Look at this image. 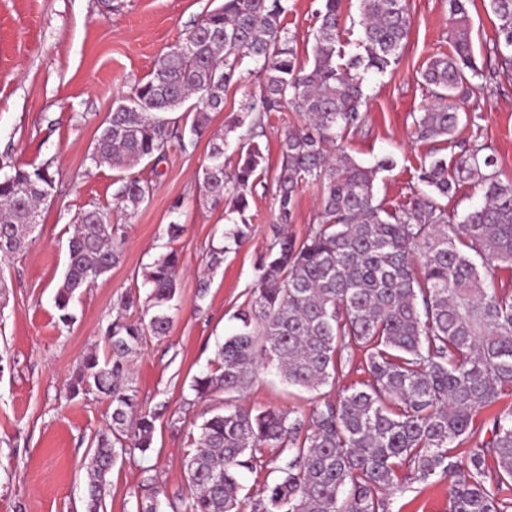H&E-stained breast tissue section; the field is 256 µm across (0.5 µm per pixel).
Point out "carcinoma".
<instances>
[{"instance_id": "1", "label": "carcinoma", "mask_w": 512, "mask_h": 512, "mask_svg": "<svg viewBox=\"0 0 512 512\" xmlns=\"http://www.w3.org/2000/svg\"><path fill=\"white\" fill-rule=\"evenodd\" d=\"M343 0H322L315 13L312 63L298 62L282 27L288 0H224L199 18L184 41L169 48L151 77L112 109L99 127L92 160L122 172L117 208L135 210L152 187L123 175L162 157L172 121L158 112L192 116L190 140L202 136L210 113L224 110V92L239 82V60L260 65L262 110L253 127L287 106L302 123L285 131L282 162L273 175L276 223H292L298 189H321L319 221L302 240L278 234L255 266V287L236 312L237 331L218 350L215 368L192 379L198 399L240 392L271 366L289 385L316 391L341 367L343 353L361 354L369 380L361 389L326 396L304 422L291 412L243 408L217 412L199 426L184 466L189 493L167 501L170 512H391L401 470L416 482L448 479V512H512V411L492 418V436L476 440L474 418L512 395V289L497 287L493 270L512 269V180H502L481 145L462 148L453 163L436 158L421 167L427 187L398 208L375 202L378 169L358 164L345 135L361 127V73H384L399 63L412 18L406 0H358L363 52L344 58ZM469 0H448L453 52L429 59L421 71L433 102L415 122L421 141H448L460 122L458 103L471 79L491 83L512 74V54L500 66L478 67ZM499 42L512 50V0H489ZM200 188L230 205L240 222L226 244L209 248L208 265L224 261L228 243L252 230L246 212L266 173L260 144L224 167V142L213 141ZM471 181L483 202L461 220L439 199ZM46 164L0 174V255L32 242L39 206L51 194ZM123 240L111 213L81 212L69 238L64 277L55 294L59 321L73 319L72 299L112 270ZM180 257L161 254L147 273L145 318L109 323L107 356L87 355L73 393L110 399L111 434L93 441L87 465L85 512H101L119 453L151 448L157 410H144L126 367L146 335L168 334L179 310ZM472 443L463 454L455 449ZM276 443L288 451L281 477L256 492L252 506L237 475L254 468L256 451ZM154 483L141 486L137 512H161Z\"/></svg>"}]
</instances>
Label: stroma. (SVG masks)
<instances>
[{"mask_svg": "<svg viewBox=\"0 0 512 512\" xmlns=\"http://www.w3.org/2000/svg\"><path fill=\"white\" fill-rule=\"evenodd\" d=\"M221 0H0V165L33 169L50 164L55 187L41 208L35 239L0 261L8 305L0 313V512H85L86 463L95 436L105 431L112 409L95 394L71 395L70 383L89 353L105 354L102 331L123 313L143 317L142 305L120 308L121 297L146 296L145 275L154 260L175 249L181 261L180 309L167 336L146 337L130 364L140 405L166 413L155 423L151 450L119 457L110 476L106 512H136L144 478H153L161 498L188 491L183 465L198 427L225 407L252 411H296L309 418L323 396L362 388L368 379L360 356L343 362L332 384L318 391L288 386L274 368L260 371L243 391L196 399L192 378L214 368L218 348L235 332L236 311L246 305L255 265L276 233L304 238L319 214L318 189L306 186L295 198L291 224H276L271 178L281 162L280 140L299 117L289 109L270 113L258 142L269 169L257 185L249 213L254 229L241 246L230 247L223 264L207 271L211 243L221 241L233 216L203 195L199 177L211 135L225 138L224 162L238 160L239 135L226 132L229 116H247L259 102L262 75L244 59L241 79L224 95L195 144L171 141L157 161L142 162L131 175L151 183L152 193L132 214L114 209L118 172L90 158L98 128L119 100L132 96L168 47L182 42L194 20ZM321 0H288L282 25L293 37L299 61L311 64L313 13ZM413 25L399 64L367 75L363 123L348 135V153L366 167L391 159L374 183L376 201L404 202L422 191L421 166L457 156L462 145L480 143L492 155L501 179H512V79L476 90L462 106L454 139L423 142L414 122L432 98L420 82L429 59L451 50L448 0H407ZM475 59L494 63L498 22L488 0H471ZM112 211L125 235L119 263L77 297L70 324H61L54 297L62 280L68 227L83 210ZM183 233L169 240L166 228ZM211 285L197 300L201 274ZM288 455L263 445L255 469H241L245 493L277 481ZM392 512H448V481L406 482L393 496Z\"/></svg>", "mask_w": 512, "mask_h": 512, "instance_id": "35a3bbf8", "label": "stroma"}]
</instances>
